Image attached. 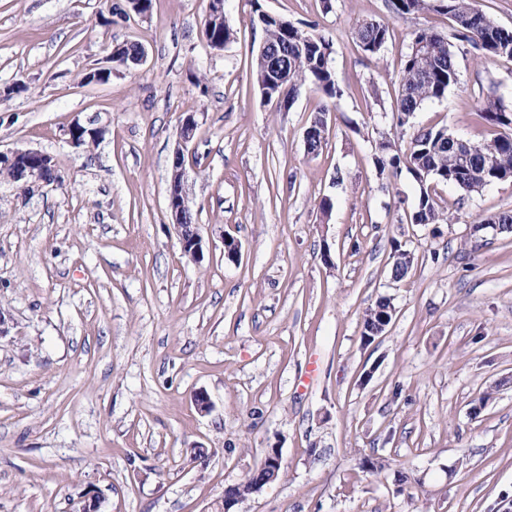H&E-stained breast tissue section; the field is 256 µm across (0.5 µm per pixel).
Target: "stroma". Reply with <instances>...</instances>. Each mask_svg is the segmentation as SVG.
Returning <instances> with one entry per match:
<instances>
[{
  "label": "stroma",
  "instance_id": "35a3bbf8",
  "mask_svg": "<svg viewBox=\"0 0 512 512\" xmlns=\"http://www.w3.org/2000/svg\"><path fill=\"white\" fill-rule=\"evenodd\" d=\"M125 2L0 0V151L50 154L62 176L30 194L0 178V512H80L93 494L107 512H219L273 444L281 476L244 512H512V232H471L512 212V179L434 186L455 216L435 229L402 220L413 177L379 179L373 163L380 142L429 126L490 140L477 109L493 90L512 113V59L484 65L456 43L458 83L400 129L401 62L416 29L450 34L445 14L224 0L234 37L216 50L207 0L112 18ZM260 12L329 41L341 98L310 83L285 112L262 98ZM362 20L392 29L378 56L356 44ZM129 42L141 65L82 84ZM325 105L327 144L311 156L304 133ZM189 113L196 262L166 199ZM76 124L102 135L74 144ZM394 237L416 255L399 282ZM382 295L395 315L363 345ZM365 458L384 469L358 472Z\"/></svg>",
  "mask_w": 512,
  "mask_h": 512
}]
</instances>
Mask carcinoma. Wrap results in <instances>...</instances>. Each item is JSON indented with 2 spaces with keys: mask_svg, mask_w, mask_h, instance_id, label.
Masks as SVG:
<instances>
[{
  "mask_svg": "<svg viewBox=\"0 0 512 512\" xmlns=\"http://www.w3.org/2000/svg\"><path fill=\"white\" fill-rule=\"evenodd\" d=\"M394 16L436 11L448 15L453 23V38L467 42L481 51L485 63L499 58L512 59V30L499 26L479 9L476 0H386ZM259 24L264 33L260 47L274 57L277 69L285 72L274 93L279 103H292L294 97L308 82L315 84L329 98L342 96L332 68L330 43L312 35L286 20H251ZM207 40L227 44L233 32L229 25L216 26L206 22ZM358 46L370 56L381 53L390 37L389 25L376 20L356 24ZM254 75L259 90H264L275 74L267 68L262 54H257ZM459 71L448 37L422 28L413 33L410 51L404 56L398 84V93L392 105V120L397 127L408 125L415 112L428 100L443 97L448 88L457 84ZM478 115L487 123L503 128L485 143H473L463 151L444 127H428L413 134L406 150L389 140L380 143L374 165L381 176L396 177L407 169L420 186L417 203L409 212L412 224H451L454 216L442 211L430 196L425 185L429 181L451 185L467 193L479 192L486 186L512 178V118L504 113L500 100L486 96ZM393 256L400 261L392 264L391 277L404 279L415 258L407 257L409 250L392 240ZM392 299L380 296L363 317L361 341L371 344L369 337L379 329L384 317H393Z\"/></svg>",
  "mask_w": 512,
  "mask_h": 512,
  "instance_id": "cac0c4a2",
  "label": "carcinoma"
}]
</instances>
